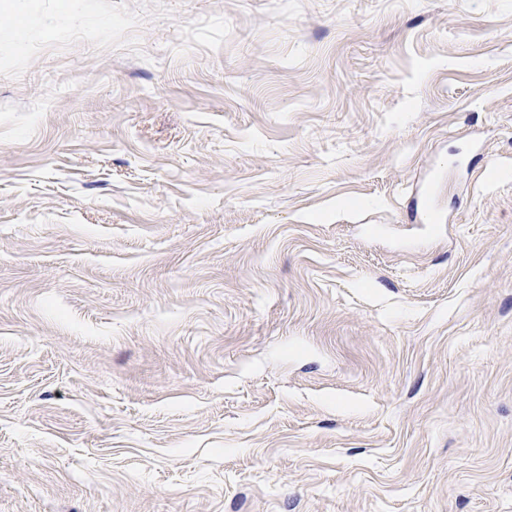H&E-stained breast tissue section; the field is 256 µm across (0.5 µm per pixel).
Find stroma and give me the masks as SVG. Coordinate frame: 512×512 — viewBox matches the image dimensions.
Masks as SVG:
<instances>
[{
    "instance_id": "1",
    "label": "stroma",
    "mask_w": 512,
    "mask_h": 512,
    "mask_svg": "<svg viewBox=\"0 0 512 512\" xmlns=\"http://www.w3.org/2000/svg\"><path fill=\"white\" fill-rule=\"evenodd\" d=\"M0 512H512V0H0Z\"/></svg>"
}]
</instances>
